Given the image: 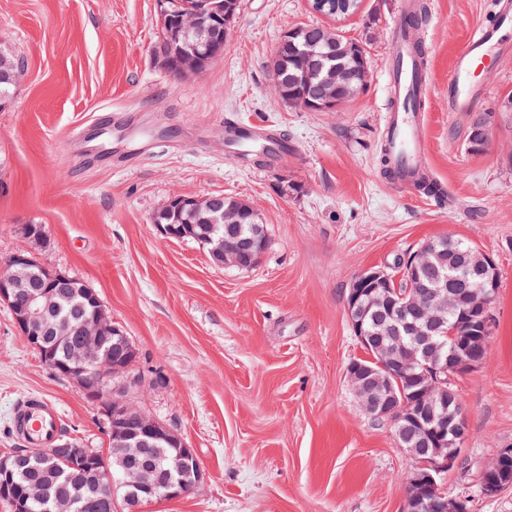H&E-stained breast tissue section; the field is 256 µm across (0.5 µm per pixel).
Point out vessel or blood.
I'll return each mask as SVG.
<instances>
[{"instance_id":"vessel-or-blood-1","label":"vessel or blood","mask_w":512,"mask_h":512,"mask_svg":"<svg viewBox=\"0 0 512 512\" xmlns=\"http://www.w3.org/2000/svg\"><path fill=\"white\" fill-rule=\"evenodd\" d=\"M495 24L478 27L457 53L448 74V109L458 112L463 102L477 103L486 89L488 73L498 53L512 51V42L504 39L512 29V0H497ZM413 6H406L394 26V40L388 74L391 92L386 119L384 147L392 160V180L403 187L415 186L419 175L412 162L423 159L426 142L421 118L412 106L414 98L423 94L428 74L416 64L407 45ZM17 438L27 448H47L56 440L61 427L58 408L49 400L35 395L21 399L16 407Z\"/></svg>"}]
</instances>
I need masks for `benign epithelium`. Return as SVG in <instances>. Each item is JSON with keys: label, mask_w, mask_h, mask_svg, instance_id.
<instances>
[{"label": "benign epithelium", "mask_w": 512, "mask_h": 512, "mask_svg": "<svg viewBox=\"0 0 512 512\" xmlns=\"http://www.w3.org/2000/svg\"><path fill=\"white\" fill-rule=\"evenodd\" d=\"M362 0H309L314 13L327 18H345L357 13ZM236 21L232 11L224 10L221 0H198L197 7L177 20L176 28L187 39L185 48L174 60V73L195 75L203 71L205 62L214 61L222 54L223 43ZM312 112H333L344 101L332 90L320 97L301 101ZM170 204L179 208L200 210L207 204L205 196L177 195ZM206 248L213 265L221 268H250L257 263L265 243L253 239L249 245L218 232L195 237ZM441 251L425 244L409 261V276L417 290L405 295L392 288V275L383 269L361 271L352 281L347 296L350 323L359 338H364L363 324L367 314L376 309L398 307L401 312H412L415 320L401 326L390 325L394 344L375 349L364 357V362H353L346 376L356 397L373 419L385 420L398 427L409 421L421 444L408 448L415 466L408 480L405 512H461L462 503L448 496L439 483L441 476L459 460L467 439L465 410H448V363L457 372L479 366L486 351L473 348L470 340L455 339L449 356L430 361L424 349L431 344L433 332L446 322L448 308L455 291L448 288V278L439 281L426 277L436 266ZM464 255L472 259L477 271L466 275L462 294L477 317L483 341H488L490 301L497 292L496 265L493 259L477 247L466 249ZM37 262L26 253L17 252L0 263V301L12 310L15 323L28 345L49 358L44 341L52 337L67 347L66 363L61 374L71 379L89 399L101 404L107 419L108 432L121 451L119 466L109 469L106 460L93 449L72 441H64L51 449L52 458L84 459L88 465L71 479V489L51 493L47 483L34 479L20 490L9 489L0 480V495L13 500L15 512H30V504L50 501L52 512H74L75 493L91 488L94 500L114 507L117 492L132 490L143 500L154 498L171 500L194 490L202 470L193 449L185 440L158 421L146 416L128 402V383L112 377L128 365L113 364L101 358V342L113 337L128 342L123 331L112 324V319L97 298L92 315L73 320L62 314L63 303L54 284L68 276L43 270L46 284L30 289ZM405 380L414 384L411 403L399 402L393 382ZM512 461V448L503 449L484 468L488 480L484 491L494 495L512 486V480L498 477L505 465Z\"/></svg>", "instance_id": "benign-epithelium-1"}]
</instances>
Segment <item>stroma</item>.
<instances>
[{"label": "stroma", "mask_w": 512, "mask_h": 512, "mask_svg": "<svg viewBox=\"0 0 512 512\" xmlns=\"http://www.w3.org/2000/svg\"><path fill=\"white\" fill-rule=\"evenodd\" d=\"M240 2L223 57L181 77L160 60L166 0H0V47L24 64L0 110V262L27 252L93 288L136 351L128 400L195 451L198 488L140 512H403L414 461L347 383L364 351L346 297L364 269L462 238L493 257L499 287L485 359L453 380L469 437L443 485L468 512H512V487L479 490L485 465L512 448V55L470 111L448 109L455 56L496 0H429L421 115L442 202L378 169L402 0H365L336 22L369 43L370 62L364 89L334 112L288 107L271 83L283 32L320 20L307 0ZM478 114L491 134L473 152ZM228 118L281 139L236 151ZM177 194L249 203L267 226L259 262L219 268L196 242L161 235L154 218ZM30 394L59 407L64 435L107 454L99 406L41 361L0 302V456L19 445L13 408Z\"/></svg>", "instance_id": "35a3bbf8"}]
</instances>
